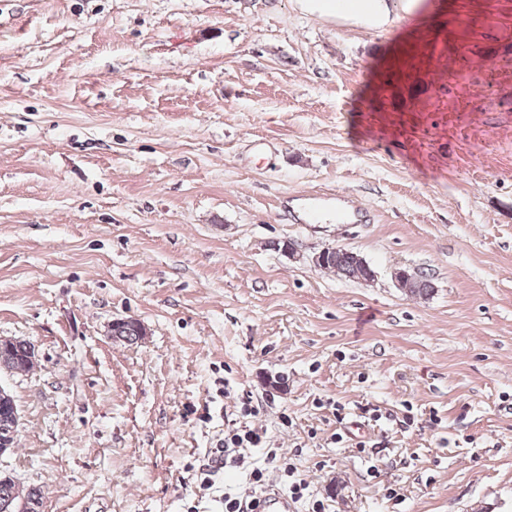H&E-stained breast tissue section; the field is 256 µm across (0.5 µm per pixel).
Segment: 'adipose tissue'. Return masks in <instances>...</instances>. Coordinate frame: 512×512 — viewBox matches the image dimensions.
Masks as SVG:
<instances>
[{
	"label": "adipose tissue",
	"instance_id": "ef3b65f1",
	"mask_svg": "<svg viewBox=\"0 0 512 512\" xmlns=\"http://www.w3.org/2000/svg\"><path fill=\"white\" fill-rule=\"evenodd\" d=\"M420 0H301V9L324 18L383 31L414 12Z\"/></svg>",
	"mask_w": 512,
	"mask_h": 512
}]
</instances>
